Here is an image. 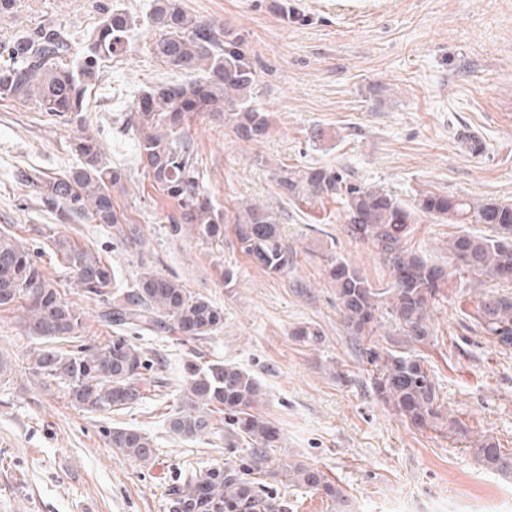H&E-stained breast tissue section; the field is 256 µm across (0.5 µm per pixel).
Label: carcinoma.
I'll list each match as a JSON object with an SVG mask.
<instances>
[{
	"instance_id": "obj_1",
	"label": "carcinoma",
	"mask_w": 512,
	"mask_h": 512,
	"mask_svg": "<svg viewBox=\"0 0 512 512\" xmlns=\"http://www.w3.org/2000/svg\"><path fill=\"white\" fill-rule=\"evenodd\" d=\"M148 27L158 31L152 53L163 64L188 75L177 84L142 90L130 109V130L144 174L176 203L166 217L173 229L188 227L200 237L224 243L232 233L238 250L269 276L288 272L294 255L282 240L278 211L248 203L231 212L216 207L206 195L197 167L196 143L190 134L198 116L224 121L243 142L267 138L270 113L256 107L259 74L246 38L236 30L189 15L180 0H153ZM133 19L117 5L106 11L91 35L87 51L70 62L71 44L58 28H39L0 45V98L32 101L41 111L69 123H86L88 91L102 62L128 51ZM80 167L61 177L24 175L39 188L42 207L63 224L90 218L108 224L120 243L143 248L139 228L113 202L112 190H125L127 173L105 161L99 140L84 135L74 143ZM276 195L298 211L327 200L340 204L338 217L346 233L368 245L390 269L391 283L374 287L345 259L323 256V273L335 290L344 325L370 365V386L379 403L418 429L436 431L457 441L468 437L463 422L438 403L433 372L410 346L431 345L430 312L444 288L468 275L478 281L507 286L512 272V203L496 199L448 196L425 188L405 202L379 186L352 180L342 167L312 164L276 166ZM450 224H483L484 234L461 230L450 240L452 269L433 263L406 248L411 225L421 217ZM37 233L52 244L65 268L75 274L80 291L101 305L99 321L114 336L90 345L82 336V308L61 297L42 272L30 249L11 232L0 230V308L21 304L31 339L39 346L26 355L27 369L45 385L66 390L71 406L91 414H110L150 402L183 440H196L223 424L224 464L200 470L168 490V512H287L288 504L264 491L267 480L297 491L317 492L345 512L342 488L327 473L304 464L273 469L267 449L278 447L279 429L259 406L265 392L250 372L231 363L208 360L194 352L185 364L183 398L168 401L163 363L146 357L123 332L177 330L197 342L224 326V312L176 278L144 271L129 288H119L112 266L91 249L73 245L57 227ZM473 325L502 351L512 349V292L484 295L475 304ZM389 327L390 346L371 342L378 329ZM309 344L322 339L308 324L292 330ZM409 345L403 350L400 343ZM108 447L142 463L154 460L152 438L139 428L110 427ZM488 472L512 474V453L489 436L471 446Z\"/></svg>"
}]
</instances>
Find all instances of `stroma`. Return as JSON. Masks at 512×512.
I'll return each mask as SVG.
<instances>
[{
    "label": "stroma",
    "mask_w": 512,
    "mask_h": 512,
    "mask_svg": "<svg viewBox=\"0 0 512 512\" xmlns=\"http://www.w3.org/2000/svg\"><path fill=\"white\" fill-rule=\"evenodd\" d=\"M109 0H15L0 17V43L46 25L64 27L81 55ZM139 25L130 52L107 62L93 87L85 126L45 115L34 105L0 99V228L39 254L43 271L63 298L85 313L87 342L110 331L98 303L83 299L72 273L38 236L55 224L22 171L57 176L77 167L72 145L82 133L98 137L107 161L130 180L114 200L138 224L145 251L125 248L112 227L82 220L62 227L76 245L108 260L121 284L142 271L177 276L184 287L224 312L223 328L201 346L178 334H136L149 358L164 362L169 389L183 379L194 349L208 359L252 373L266 393V418L282 434L269 449L271 468L303 463L341 486L351 512H448L465 501L492 512H512V477L486 472L470 447L413 428L374 397L358 350L343 324L333 288L317 255L332 252L386 287L387 268L346 233L338 206L314 215L281 206L274 166L329 164L350 171L402 199L415 188L512 202V0H288L299 15L286 22L271 0H181L193 16L229 23L243 34L258 64L256 104L272 115L263 143L239 141L231 128L198 117L191 133L198 166L213 203L281 207L282 235L295 253L283 276L252 266L232 237L215 245L189 230L172 232V201L145 177L127 123L138 93L183 76L151 53L146 25L152 0H120ZM485 144L471 152L460 133ZM458 225L433 218L416 224L407 246L448 264V241ZM236 279L225 284L224 266ZM495 282L449 289L432 309L433 345L420 352L431 367L444 409L463 420L472 442L492 437L512 450V350L499 352L470 331L464 318ZM22 310L0 309V512H168L167 491L189 471L224 462L221 437L183 441L151 404L110 415L72 407L63 388L29 373L32 345ZM301 323L320 328V343L292 336ZM134 426L154 440L146 466L113 453L104 431Z\"/></svg>",
    "instance_id": "1"
}]
</instances>
